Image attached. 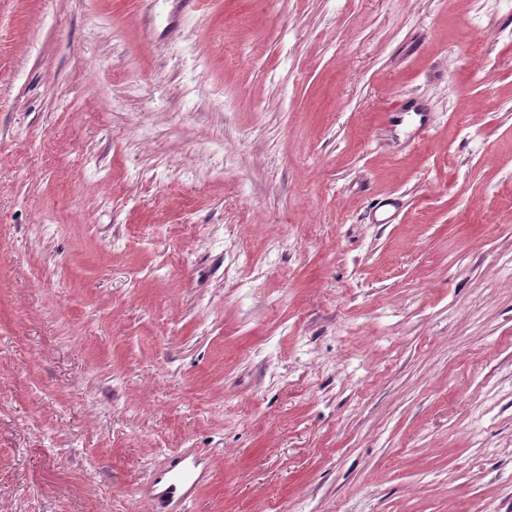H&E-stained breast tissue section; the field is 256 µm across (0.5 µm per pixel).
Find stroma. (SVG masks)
Instances as JSON below:
<instances>
[{
    "label": "stroma",
    "instance_id": "1",
    "mask_svg": "<svg viewBox=\"0 0 512 512\" xmlns=\"http://www.w3.org/2000/svg\"><path fill=\"white\" fill-rule=\"evenodd\" d=\"M512 512V0H0V512ZM205 477L202 456L184 453L174 457L166 471L157 475L148 491L159 505L158 512H167L172 503H183L194 498L196 489Z\"/></svg>",
    "mask_w": 512,
    "mask_h": 512
}]
</instances>
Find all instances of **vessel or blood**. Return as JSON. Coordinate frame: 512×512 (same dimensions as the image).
<instances>
[{
    "label": "vessel or blood",
    "instance_id": "vessel-or-blood-1",
    "mask_svg": "<svg viewBox=\"0 0 512 512\" xmlns=\"http://www.w3.org/2000/svg\"><path fill=\"white\" fill-rule=\"evenodd\" d=\"M204 476L202 457L195 453H184L174 457L168 469L153 479L149 494L161 512H166L170 504L192 500Z\"/></svg>",
    "mask_w": 512,
    "mask_h": 512
}]
</instances>
